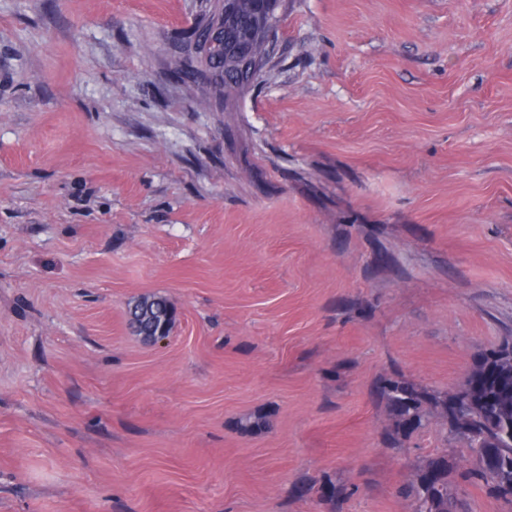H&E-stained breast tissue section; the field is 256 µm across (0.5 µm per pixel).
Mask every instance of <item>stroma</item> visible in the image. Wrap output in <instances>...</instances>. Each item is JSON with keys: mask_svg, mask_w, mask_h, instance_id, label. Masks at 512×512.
Wrapping results in <instances>:
<instances>
[{"mask_svg": "<svg viewBox=\"0 0 512 512\" xmlns=\"http://www.w3.org/2000/svg\"><path fill=\"white\" fill-rule=\"evenodd\" d=\"M203 4L0 0V512H512L376 394L512 336V0H288L224 112ZM130 322L134 332L143 336L146 332L167 330L173 325V311L167 300L157 296H145L129 307ZM438 470L441 477L428 484L426 476ZM408 496L415 502L414 512H448L452 505V492L448 487V461L443 456L429 458L417 474L416 481L409 485Z\"/></svg>", "mask_w": 512, "mask_h": 512, "instance_id": "35a3bbf8", "label": "stroma"}]
</instances>
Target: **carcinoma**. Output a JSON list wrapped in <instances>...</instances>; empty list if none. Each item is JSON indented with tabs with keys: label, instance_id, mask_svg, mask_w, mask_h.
Listing matches in <instances>:
<instances>
[{
	"label": "carcinoma",
	"instance_id": "1",
	"mask_svg": "<svg viewBox=\"0 0 512 512\" xmlns=\"http://www.w3.org/2000/svg\"><path fill=\"white\" fill-rule=\"evenodd\" d=\"M224 6V46L206 47L212 39L210 27L215 24L214 9H209L188 34L186 57L176 62L183 75V89L201 110H210L239 94L249 83L240 76V59L249 57L261 66L271 60L275 49V28L269 35L258 34L259 19L256 0H226ZM134 332L171 330L173 311L167 300L145 296L129 307ZM506 341L479 355L461 387L442 398L404 378L384 379L378 386L379 396L391 408L395 424L393 433L417 429L435 410L453 425L457 407H462L461 425L455 433L468 439L467 447L493 445L500 458L499 471L486 472L481 459H467L469 466L461 471L464 479H478L492 486L502 497H512V434L507 432L497 403L503 390L512 391V356L501 358ZM407 495L415 502L414 512H448L452 492L448 487V461L442 456L428 459L410 485Z\"/></svg>",
	"mask_w": 512,
	"mask_h": 512
}]
</instances>
